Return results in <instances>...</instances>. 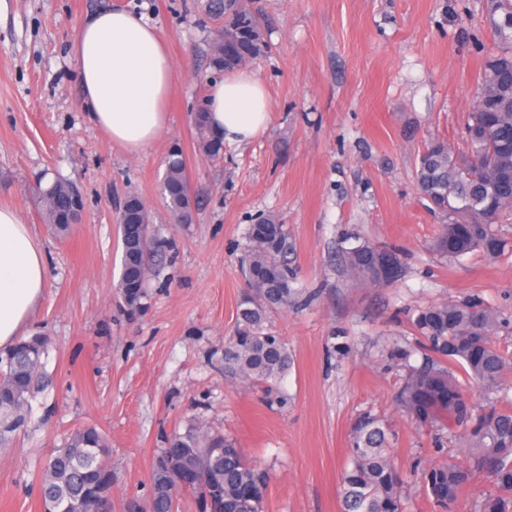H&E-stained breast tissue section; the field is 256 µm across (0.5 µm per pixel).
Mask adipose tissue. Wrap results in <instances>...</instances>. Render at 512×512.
<instances>
[{"label":"adipose tissue","instance_id":"ef3b65f1","mask_svg":"<svg viewBox=\"0 0 512 512\" xmlns=\"http://www.w3.org/2000/svg\"><path fill=\"white\" fill-rule=\"evenodd\" d=\"M73 56L90 122L130 154L154 145L168 125L166 101L176 78L157 27L128 10L97 12L82 24ZM206 105L210 128L224 143L249 141L266 127L268 98L253 70L211 84ZM49 276L27 220L17 208L0 206V349L18 342Z\"/></svg>","mask_w":512,"mask_h":512}]
</instances>
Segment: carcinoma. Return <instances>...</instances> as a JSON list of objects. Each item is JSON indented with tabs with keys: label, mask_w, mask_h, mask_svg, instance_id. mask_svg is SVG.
<instances>
[{
	"label": "carcinoma",
	"mask_w": 512,
	"mask_h": 512,
	"mask_svg": "<svg viewBox=\"0 0 512 512\" xmlns=\"http://www.w3.org/2000/svg\"><path fill=\"white\" fill-rule=\"evenodd\" d=\"M224 15V30L240 31V45L253 60L263 53L252 16L238 4L215 0ZM490 25L500 52L485 64L475 90V105L466 126V155L447 142L430 141L419 155L417 188L431 208L446 217L433 242L437 253L458 259L480 253L498 257L505 242L495 225L512 216V96L501 99L498 85L512 86V0H494ZM203 152L221 153L206 110L195 115ZM168 214L181 223L192 203L191 187L182 155L174 152L163 181ZM41 215L59 233L74 221L73 185L57 180L36 186ZM122 244L121 276L117 285L122 303L135 311L144 297L148 272V212L135 195L118 217ZM243 259L244 288L237 327L224 345V373L245 383L261 385L278 404H288L279 381L288 370L290 355L284 340L267 327L271 312L295 302V272L288 265V229L273 216L249 226ZM347 271L372 286H388L401 275L399 252L367 241L346 252ZM497 314L475 302H444L418 311L414 326L423 346L433 353L411 370L395 397L401 411L416 426L429 427L446 437L462 430L464 461L441 462L423 471L426 495L442 512H451L461 487L485 478L490 488L475 504V512H512V402L503 407L477 409L465 387L474 384L487 392L502 388L512 373V355L493 341ZM48 339L33 335L0 351V450L27 426L31 398L50 381L42 370ZM461 366L459 379L451 365ZM392 432L376 415L365 414L349 433L350 469L342 481V512H401L403 481L390 453ZM163 452L202 469L189 488L201 512H263L268 475L247 462L232 443L210 434L200 424L175 433ZM112 474L103 434L82 428L54 449L39 472V498L53 512H90L93 490ZM151 494L140 512H175L179 485L158 470L151 472Z\"/></svg>",
	"instance_id": "obj_1"
}]
</instances>
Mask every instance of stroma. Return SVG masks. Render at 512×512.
<instances>
[{"mask_svg": "<svg viewBox=\"0 0 512 512\" xmlns=\"http://www.w3.org/2000/svg\"><path fill=\"white\" fill-rule=\"evenodd\" d=\"M212 0H0V205L18 208L46 251L49 284L25 335L51 341V385L30 423L0 452V512H40L41 459L75 429L106 437L115 512L145 498L168 437L203 423L269 473L265 512H341L349 431L362 414L386 420L405 482L403 512H438L425 465L460 457L462 439L435 441L397 410L394 395L422 349L412 321L441 302L496 311L495 340L512 352V224L504 254L449 261L433 251L443 224L416 190L426 142L464 151L485 61L496 49L490 0H238L266 45L249 66L265 84L266 130L206 156L194 112L210 82L211 42L224 19ZM144 14L166 41L177 78L169 124L131 155L87 120L72 55L88 16ZM180 151L194 221H168L162 182ZM60 179L83 195L65 235L41 217L37 183ZM136 194L151 217L153 248L136 312L116 286V216ZM272 215L285 224L288 263L302 293L268 328L293 363L281 406L261 387L224 373L235 330L246 231ZM369 240L400 250L401 277L375 287L353 279L343 255Z\"/></svg>", "mask_w": 512, "mask_h": 512, "instance_id": "1", "label": "stroma"}]
</instances>
